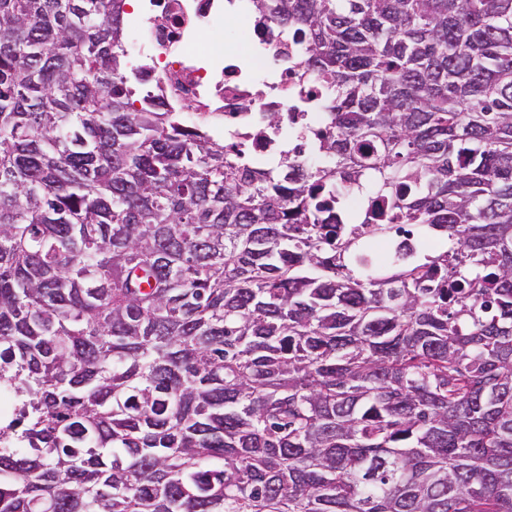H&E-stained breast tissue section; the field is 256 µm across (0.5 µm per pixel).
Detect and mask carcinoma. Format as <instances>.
I'll return each mask as SVG.
<instances>
[{
  "instance_id": "1",
  "label": "carcinoma",
  "mask_w": 512,
  "mask_h": 512,
  "mask_svg": "<svg viewBox=\"0 0 512 512\" xmlns=\"http://www.w3.org/2000/svg\"><path fill=\"white\" fill-rule=\"evenodd\" d=\"M126 2L0 0V512H512V0H250L303 177L137 92Z\"/></svg>"
}]
</instances>
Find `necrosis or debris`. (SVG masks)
<instances>
[{
    "label": "necrosis or debris",
    "mask_w": 512,
    "mask_h": 512,
    "mask_svg": "<svg viewBox=\"0 0 512 512\" xmlns=\"http://www.w3.org/2000/svg\"><path fill=\"white\" fill-rule=\"evenodd\" d=\"M228 15L249 34L247 65L236 64L233 47L200 44L203 25L221 23ZM138 21L136 53L151 60L142 74L143 88L160 95L173 83L185 99L222 112L221 134L230 154L257 162L282 154L281 132L265 120L269 112L280 113L292 128L324 129L321 105L298 93V77L289 65L299 56L300 44L281 26L259 21L246 0H146Z\"/></svg>",
    "instance_id": "1"
}]
</instances>
